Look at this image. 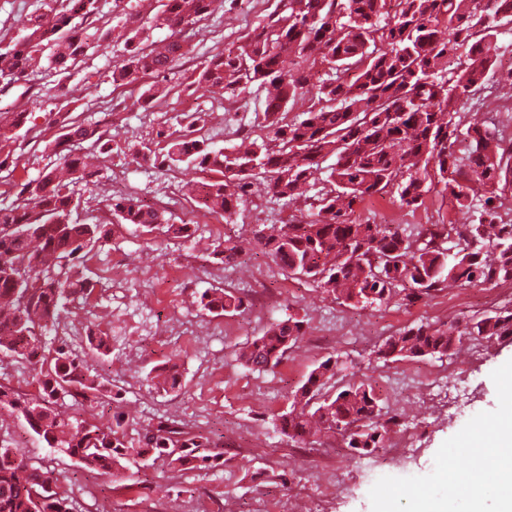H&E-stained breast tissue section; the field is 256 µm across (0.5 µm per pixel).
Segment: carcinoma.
I'll return each instance as SVG.
<instances>
[{"label":"carcinoma","mask_w":512,"mask_h":512,"mask_svg":"<svg viewBox=\"0 0 512 512\" xmlns=\"http://www.w3.org/2000/svg\"><path fill=\"white\" fill-rule=\"evenodd\" d=\"M153 19L168 35L157 50L135 26L112 81L140 83L170 73L191 53L192 38L213 0H156ZM97 0H44L22 21V35L0 47V84L28 76L44 52L48 64L65 70L84 52L75 20L95 15ZM512 25V0H279L268 21L222 49L194 79L201 89L231 91L258 86L265 92L267 136L231 149H215L194 136L199 117L188 116L182 133L169 140L163 160L188 161L202 174L189 193L206 213L233 223L257 178L264 193L291 206L303 201L307 214H290L274 234L253 232L255 247L290 276L316 284L354 308L405 305L431 300L450 285L462 289L512 284V132L490 128L480 116L484 104L454 120L449 107L475 101L494 71L498 36ZM295 68L282 67L283 59ZM328 66L316 76V63ZM317 101L298 119L285 116L311 89ZM28 113L0 112V169L17 167L12 145L27 138ZM105 133L68 117L44 149L56 161L43 175L0 208V352L27 360L38 398L29 400L0 384V411L22 418L48 446L76 458L83 468L117 475L137 458L161 460L180 471L220 464L221 447L201 434L158 424L127 439L119 417L112 424L71 419L58 408V393L92 404L107 391L64 347L40 355L43 333L69 314L67 305L87 297L92 283L74 272L108 240L105 223L70 219L72 188L99 176L83 144L98 146ZM335 158L326 184L322 163ZM448 198L461 223L376 224L351 218L358 203L392 194L414 212L435 186ZM112 215L144 233L175 238L192 235L191 225L172 224L165 212L135 198L112 199ZM224 264L242 253L229 236L212 243ZM202 309L218 315L242 313L243 297L215 288L200 296ZM305 335L304 321L290 316L271 324L238 351L250 370L276 367ZM512 338V308L492 309L443 323H419L387 337L376 355L399 361L452 355L467 338L476 342ZM338 357L315 366L292 393L277 428L290 441L313 445L328 433H344L360 454L385 447L389 421L371 377L330 394ZM148 384L165 392L181 387L172 365L151 370ZM60 475L0 448V512H70Z\"/></svg>","instance_id":"carcinoma-1"}]
</instances>
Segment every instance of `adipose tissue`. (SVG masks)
<instances>
[{
	"label": "adipose tissue",
	"instance_id": "adipose-tissue-1",
	"mask_svg": "<svg viewBox=\"0 0 512 512\" xmlns=\"http://www.w3.org/2000/svg\"><path fill=\"white\" fill-rule=\"evenodd\" d=\"M466 450L482 457L492 470L501 491L499 512H512V419L499 423L490 436L468 441Z\"/></svg>",
	"mask_w": 512,
	"mask_h": 512
}]
</instances>
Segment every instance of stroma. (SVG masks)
Segmentation results:
<instances>
[{
	"label": "stroma",
	"instance_id": "stroma-1",
	"mask_svg": "<svg viewBox=\"0 0 512 512\" xmlns=\"http://www.w3.org/2000/svg\"><path fill=\"white\" fill-rule=\"evenodd\" d=\"M278 0H224L202 21L186 62L168 74L167 97L149 106L137 99L141 86L118 85L112 67L124 54L120 39H100L103 31L124 22L145 21L150 40L167 35L149 23L152 0H98V13L83 25L86 48L66 74L42 68L28 79L0 86V112H27L43 138L52 136L57 114H71L85 125L105 130L111 151L97 179L73 188L77 223L109 221L106 203L113 194L134 195L171 215L191 220V238L146 235L129 224L114 225L108 241L79 267L93 291L75 300L68 329L47 336L48 344L66 341L90 374L118 392V400L90 406L63 397L69 415L111 423L121 417L129 435L168 421L213 436L224 446V463L201 473H184L162 463L139 468L140 483L126 476L84 471L66 454L34 435L23 419L0 415V448L39 459L64 477L73 512H139L149 501L156 512H190L204 500L209 512H415L416 477H431L429 495L449 512H467L465 493H449L441 470H465V438L486 434L512 410V342L496 341L473 352L471 344L441 359L378 360L382 340L420 322L443 323L495 308L512 307V285L495 288H448L434 299L403 305L353 308L309 282L289 278L259 250L236 263H217L207 246L222 235L250 237L259 224H278L289 211L256 191L236 223L206 215L187 192L199 172L181 162L156 165L145 153L157 149V131L181 130L189 114H200L201 136L217 149L232 148L243 137H264L263 92L235 95L217 87L194 89L191 75L222 47L238 41L266 20ZM71 89L59 96L57 85ZM362 220L417 227L453 219L448 201L431 192L424 207L400 209L392 195L363 201ZM224 288L249 297L243 313L215 315L197 303L201 293ZM295 316L306 334L277 367L248 370L236 352L272 322ZM105 336L109 350H91L89 334ZM340 357V384L372 377L395 416L387 448L351 454L342 438L301 448L275 428L292 391L328 356ZM176 365L182 387L169 393L145 385L157 366Z\"/></svg>",
	"mask_w": 512,
	"mask_h": 512
}]
</instances>
